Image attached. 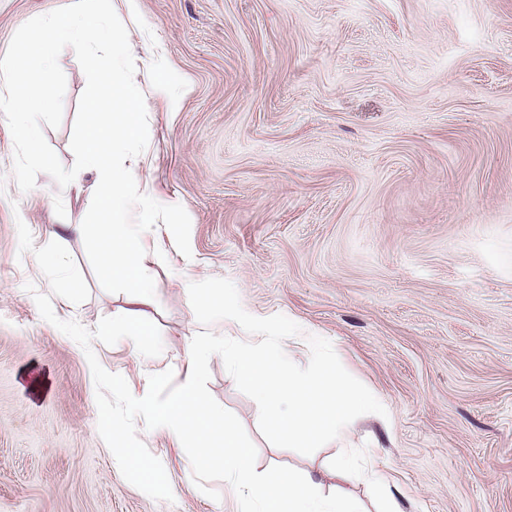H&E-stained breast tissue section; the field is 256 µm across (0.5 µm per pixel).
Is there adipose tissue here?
I'll use <instances>...</instances> for the list:
<instances>
[{
  "label": "adipose tissue",
  "mask_w": 512,
  "mask_h": 512,
  "mask_svg": "<svg viewBox=\"0 0 512 512\" xmlns=\"http://www.w3.org/2000/svg\"><path fill=\"white\" fill-rule=\"evenodd\" d=\"M159 423L179 438L192 437L207 440L211 433L224 435L223 446L203 447L201 458L220 456L224 459V471L237 479L248 480L250 490L240 501L239 512H283L280 503H287L284 512H360L353 495L345 488H337L330 497L322 494V476L317 472L307 473L302 486L275 484L252 477V459L248 449L240 446L222 414L203 404L192 387H183L156 407Z\"/></svg>",
  "instance_id": "obj_1"
}]
</instances>
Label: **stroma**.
<instances>
[{"label": "stroma", "instance_id": "obj_1", "mask_svg": "<svg viewBox=\"0 0 512 512\" xmlns=\"http://www.w3.org/2000/svg\"><path fill=\"white\" fill-rule=\"evenodd\" d=\"M70 0H0V57L29 19ZM128 30L149 142L126 160L139 190L191 219L190 255L157 225L142 241L157 284L144 305L163 352L93 342L135 397L150 375L191 370L201 332L187 283L230 279L243 307L328 339L384 404L345 444L309 456L269 443L254 400L220 357L208 388L241 421L256 470L325 473L343 448L365 459L344 482L367 512H512V0H112ZM59 65L63 120L45 128L64 166L85 75ZM0 115V512H238L246 482L200 461L195 439L137 433L173 502L127 482L97 431L82 348L44 321L50 286L35 246L62 243L89 297L55 314L95 329L122 314L75 233L96 175L47 174L21 192ZM388 478L386 489L367 468Z\"/></svg>", "mask_w": 512, "mask_h": 512}]
</instances>
